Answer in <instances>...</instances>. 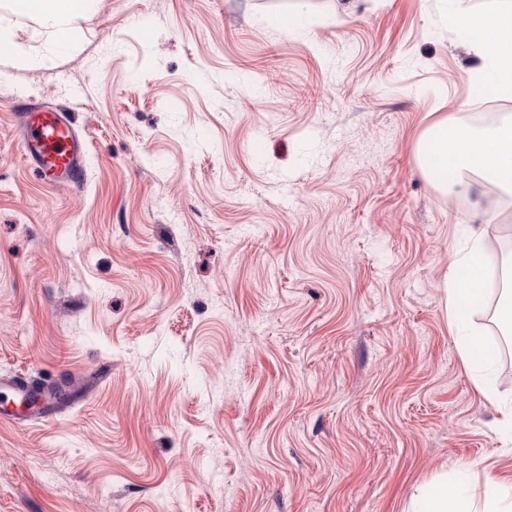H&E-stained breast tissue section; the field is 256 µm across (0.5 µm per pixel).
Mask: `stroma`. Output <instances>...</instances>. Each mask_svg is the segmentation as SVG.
I'll return each mask as SVG.
<instances>
[{"mask_svg": "<svg viewBox=\"0 0 512 512\" xmlns=\"http://www.w3.org/2000/svg\"><path fill=\"white\" fill-rule=\"evenodd\" d=\"M299 10L288 32L268 16ZM61 56L0 7V375L73 405L0 421V512H409L418 485L512 475L498 401L444 310L478 209L417 142L486 101L449 0H88ZM63 107L81 184L22 159Z\"/></svg>", "mask_w": 512, "mask_h": 512, "instance_id": "35a3bbf8", "label": "stroma"}]
</instances>
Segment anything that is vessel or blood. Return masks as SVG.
Here are the masks:
<instances>
[{
    "label": "vessel or blood",
    "mask_w": 512,
    "mask_h": 512,
    "mask_svg": "<svg viewBox=\"0 0 512 512\" xmlns=\"http://www.w3.org/2000/svg\"><path fill=\"white\" fill-rule=\"evenodd\" d=\"M22 157L49 186L80 182L85 164V144L70 117L59 109L26 110L19 114ZM28 389L13 386L0 398V420L15 419L17 406Z\"/></svg>",
    "instance_id": "1"
}]
</instances>
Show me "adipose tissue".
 I'll return each instance as SVG.
<instances>
[{"label":"adipose tissue","instance_id":"obj_1","mask_svg":"<svg viewBox=\"0 0 512 512\" xmlns=\"http://www.w3.org/2000/svg\"><path fill=\"white\" fill-rule=\"evenodd\" d=\"M14 13L40 18L54 31L53 49L62 53L73 42L70 18L82 14L86 0H9ZM457 25L466 31L480 55L486 79L512 94V43L503 32L512 30V9L490 10L478 15L458 10ZM418 154L424 177L444 190L454 188L462 173L491 175L504 190L512 192V118L493 128H480L441 120L422 135ZM485 214L468 230L469 245L450 265L444 289V308L455 326L458 350L466 365L476 373V383L487 399H494L490 370L498 358L470 324V316L485 301L487 239ZM412 512H512V477L494 481L483 510H475L467 466H459L456 479L440 475L417 487Z\"/></svg>","mask_w":512,"mask_h":512}]
</instances>
